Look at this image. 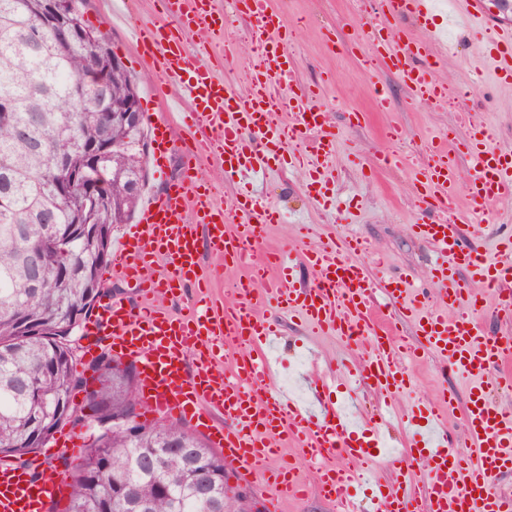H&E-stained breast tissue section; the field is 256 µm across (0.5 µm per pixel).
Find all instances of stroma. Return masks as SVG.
<instances>
[{
    "instance_id": "1",
    "label": "stroma",
    "mask_w": 512,
    "mask_h": 512,
    "mask_svg": "<svg viewBox=\"0 0 512 512\" xmlns=\"http://www.w3.org/2000/svg\"><path fill=\"white\" fill-rule=\"evenodd\" d=\"M270 2L281 22L279 33L287 38L296 87L314 90L316 102L330 111L336 138L327 164L336 208L327 212L310 203L300 170L273 167L251 187L252 193L283 215L281 222L267 225L262 250L296 245L300 232L315 244L357 236L371 246L360 257L370 272L383 268L404 273L425 295L434 294L430 280L434 254L410 232L411 225L423 219L413 194L417 166L428 160L431 144L440 137L464 141L475 125L493 130L496 145L512 151V87L488 84L472 61L475 47L488 43V34L453 29V48L437 67V77L449 89H469V96L421 101L413 98L393 71L369 62L371 51L362 37L369 21L400 31L406 40L423 37L411 20L385 15L381 0ZM157 8L156 0H91L88 16L108 34L114 52L137 78L142 107L159 112L163 105L151 100L152 74L138 59L133 37L142 22L155 17ZM226 37L237 52L225 61L220 73L243 93L248 89L256 43L246 15L234 14ZM379 88L387 92L388 107L377 104ZM360 112L367 119L359 123L354 116ZM395 127L401 131L396 140L388 136ZM501 213V207H491L481 226L462 227L466 245L490 262L502 257L498 241ZM259 312L278 327L283 357L304 356L305 372L329 360L352 363L363 352L361 345L330 331H312L298 315L264 303ZM407 369L411 382L393 400L395 418L399 420L416 404L434 401L449 440L470 451L464 415L468 393L478 384V376L450 370L435 355L408 362Z\"/></svg>"
}]
</instances>
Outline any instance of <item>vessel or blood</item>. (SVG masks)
Wrapping results in <instances>:
<instances>
[{
    "label": "vessel or blood",
    "instance_id": "obj_1",
    "mask_svg": "<svg viewBox=\"0 0 512 512\" xmlns=\"http://www.w3.org/2000/svg\"><path fill=\"white\" fill-rule=\"evenodd\" d=\"M161 4V20L140 25L135 40L155 84L173 89L175 101L188 107L184 113H158L149 124L155 161L177 155L182 173L142 205L136 224L112 254L108 274L141 300L140 311L105 296L84 327L85 355L106 348L134 362L147 413L192 423L223 450L241 477L264 471L273 488L264 500L265 512H282L284 501L308 494L293 462L277 446L283 438L317 463L318 490L341 512L360 498L366 501L364 512H512V495L498 484L502 474L512 471V412L491 399L484 385L471 388L465 411L474 455L449 443L432 403L409 414L410 446L393 465L407 479L414 463L425 461L418 494L325 463L332 454L369 460L385 447L389 399L410 381L405 356L437 354L450 366L479 375L493 370L496 384L512 390V335L489 331L482 317L485 293L498 296L512 288V231L502 241L506 258L497 263L466 248L461 233L462 223H478L489 206L512 199V152L491 148L492 131L478 126L469 138L473 174L466 183L455 177L456 157L447 142H440L420 166L416 197L428 216L412 232L439 256L432 270L438 299L433 312L416 319L415 337L398 339L393 323L379 322L376 299L382 295L414 309V300L406 296L409 283L399 275L371 276L360 266L354 256L365 251V241L353 237L300 250L282 248L273 260L256 264L262 230L278 222L277 210L251 195L216 201L198 175L205 158L223 167L228 182L258 178L272 162L286 161L305 167L311 200L328 202L329 171L319 156L330 152L335 134L322 106L312 104L310 89L293 97L285 93L292 71L282 43L268 34V0H252L261 64L243 96L207 61L224 37V0ZM386 7L428 32L427 41L416 45L398 39L384 45L391 69L417 99L447 97L448 87L435 78L431 61L434 46L448 40V29L435 22L442 12L452 23L492 33L497 48L476 50L478 68L490 82H512V26L493 23L482 0H386ZM190 33L198 37L192 50L185 44ZM285 110L291 111V121L275 124L274 114ZM461 195L471 203L469 214L447 212L446 202ZM204 247L217 257H231L233 266L250 267L266 284L265 300L281 311L339 336L363 338L366 354L355 366V377L388 399L368 424L354 421L330 401H319L312 410L297 405L275 386L276 369L267 352L276 345L277 331L259 315L254 291L243 281L232 286L237 301L231 306L200 293ZM301 262L313 275L305 286L294 278ZM191 288L198 294L190 313L173 316L164 300ZM463 298L467 309L455 311ZM221 350L233 357L230 371L218 366ZM81 445V436L68 431L58 448L45 449L30 465L1 459L0 512H48L65 479L60 473L41 476L44 461L60 449L78 454Z\"/></svg>",
    "mask_w": 512,
    "mask_h": 512
}]
</instances>
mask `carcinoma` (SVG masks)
<instances>
[{"instance_id": "cac0c4a2", "label": "carcinoma", "mask_w": 512, "mask_h": 512, "mask_svg": "<svg viewBox=\"0 0 512 512\" xmlns=\"http://www.w3.org/2000/svg\"><path fill=\"white\" fill-rule=\"evenodd\" d=\"M42 3L0 0V456L22 462L46 431L87 419L98 429L80 464H65L68 503L52 512H233L224 459L174 422L138 436L113 428L142 404L130 367L108 354L82 366L71 346L102 296L112 230L136 213L147 134L109 112L138 87L112 68L108 36L60 50ZM95 66L105 83L85 80ZM196 456L213 473L205 496Z\"/></svg>"}]
</instances>
